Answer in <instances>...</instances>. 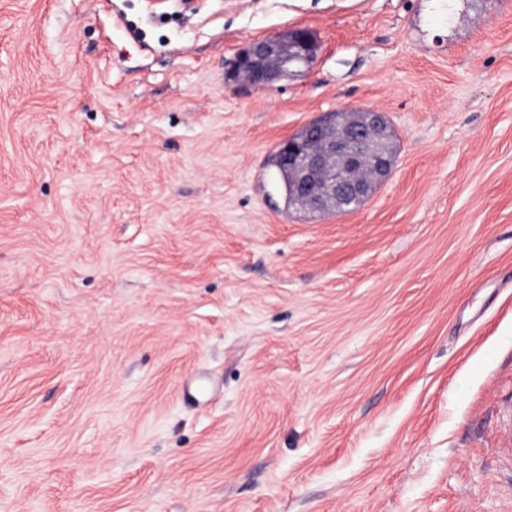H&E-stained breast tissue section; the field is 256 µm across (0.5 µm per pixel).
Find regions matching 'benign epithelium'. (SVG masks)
Returning a JSON list of instances; mask_svg holds the SVG:
<instances>
[{
  "instance_id": "benign-epithelium-1",
  "label": "benign epithelium",
  "mask_w": 512,
  "mask_h": 512,
  "mask_svg": "<svg viewBox=\"0 0 512 512\" xmlns=\"http://www.w3.org/2000/svg\"><path fill=\"white\" fill-rule=\"evenodd\" d=\"M318 49L316 37L306 30L268 35L240 52L236 71L264 89L288 67L311 63ZM390 137L385 114L374 110L333 112L309 123L302 135L278 148L291 171L294 201L312 212L336 214L365 201L392 171L394 157L385 149Z\"/></svg>"
}]
</instances>
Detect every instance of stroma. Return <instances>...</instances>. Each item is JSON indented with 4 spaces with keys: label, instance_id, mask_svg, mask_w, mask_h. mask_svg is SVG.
<instances>
[{
    "label": "stroma",
    "instance_id": "35a3bbf8",
    "mask_svg": "<svg viewBox=\"0 0 512 512\" xmlns=\"http://www.w3.org/2000/svg\"><path fill=\"white\" fill-rule=\"evenodd\" d=\"M355 108L389 177L286 206ZM0 512H512V0H0ZM293 50L288 54L289 44ZM319 44L316 37L307 30L273 34L249 43L238 55L236 71L252 85L264 89L278 81L288 66H303L311 63L317 55ZM391 132L383 112L351 110L311 122L302 135L281 143L278 154L291 171L295 203L342 214L364 202L392 171L394 157L385 149ZM279 157L273 156L274 183L288 201Z\"/></svg>",
    "mask_w": 512,
    "mask_h": 512
}]
</instances>
